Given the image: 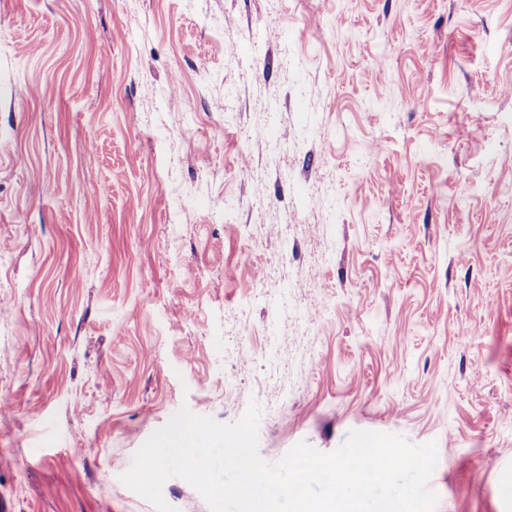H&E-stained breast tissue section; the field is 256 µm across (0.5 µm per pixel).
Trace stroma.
<instances>
[{
	"mask_svg": "<svg viewBox=\"0 0 512 512\" xmlns=\"http://www.w3.org/2000/svg\"><path fill=\"white\" fill-rule=\"evenodd\" d=\"M1 394L5 512H155L151 434L253 402L512 512V0H0Z\"/></svg>",
	"mask_w": 512,
	"mask_h": 512,
	"instance_id": "obj_1",
	"label": "stroma"
}]
</instances>
